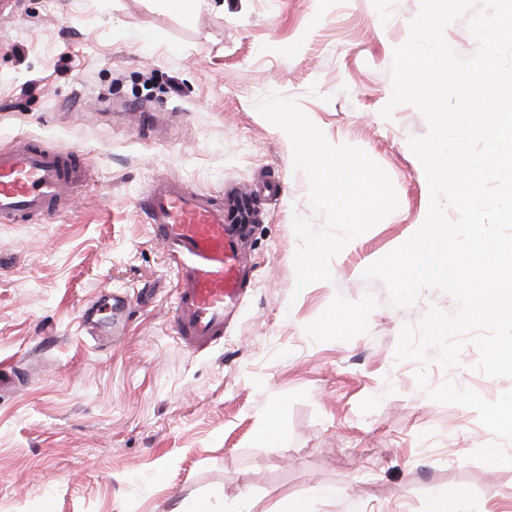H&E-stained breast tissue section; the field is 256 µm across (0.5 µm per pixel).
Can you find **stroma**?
I'll use <instances>...</instances> for the list:
<instances>
[{
    "instance_id": "1",
    "label": "stroma",
    "mask_w": 512,
    "mask_h": 512,
    "mask_svg": "<svg viewBox=\"0 0 512 512\" xmlns=\"http://www.w3.org/2000/svg\"><path fill=\"white\" fill-rule=\"evenodd\" d=\"M420 0H9L0 9V146L43 139L78 150L88 175L42 221L0 223V512H177L249 489L254 512L324 486L315 512H423L446 487L463 512H512V441L476 411L432 400L452 382L487 400L512 377L399 361L403 326L454 299L424 289L389 305L364 270L427 215L429 186L410 137L414 106L381 109L394 48ZM296 101L327 140L362 148L399 207L330 262L331 280L296 291L295 217L324 221L290 140L257 101ZM223 198L247 186L260 215L245 248L254 288L224 341L188 349L175 334L176 270L140 199L159 178ZM126 295L128 334L83 330L84 314ZM348 332L322 333L334 309ZM503 462L491 467L486 449Z\"/></svg>"
}]
</instances>
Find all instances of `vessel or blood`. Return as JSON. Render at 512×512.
Instances as JSON below:
<instances>
[{
  "label": "vessel or blood",
  "mask_w": 512,
  "mask_h": 512,
  "mask_svg": "<svg viewBox=\"0 0 512 512\" xmlns=\"http://www.w3.org/2000/svg\"><path fill=\"white\" fill-rule=\"evenodd\" d=\"M83 177L77 151L33 140L1 147L0 223L50 216L75 196ZM140 207L175 265L176 334L192 350L213 346L223 339L228 317L252 286L243 266L244 244L255 219L251 192L242 189L214 204L161 178L146 190ZM127 310V301L116 294L89 314L97 325L113 324V333L119 336Z\"/></svg>",
  "instance_id": "b4317fda"
}]
</instances>
